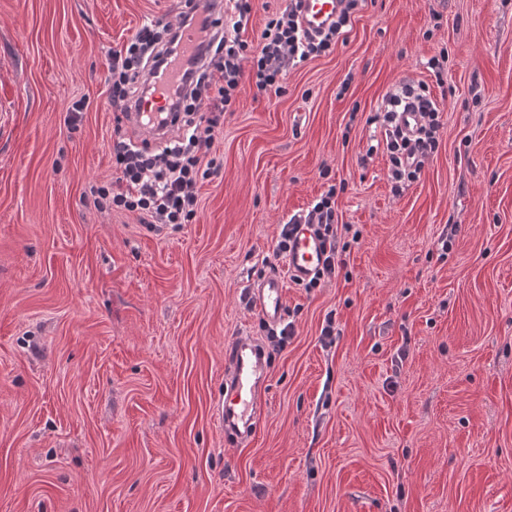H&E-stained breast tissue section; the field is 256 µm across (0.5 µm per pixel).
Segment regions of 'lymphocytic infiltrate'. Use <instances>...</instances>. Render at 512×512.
<instances>
[{"label":"lymphocytic infiltrate","mask_w":512,"mask_h":512,"mask_svg":"<svg viewBox=\"0 0 512 512\" xmlns=\"http://www.w3.org/2000/svg\"><path fill=\"white\" fill-rule=\"evenodd\" d=\"M229 2L231 31L207 35L204 56L191 57L182 76L177 102L182 119L177 136L153 150L114 134L111 151L116 175L110 182L92 187L96 207L136 214L144 224L191 223L197 213L204 152L222 128L225 113L232 111L243 76H250L261 91L278 87L288 65L306 61L338 42L359 6V0H347L330 29L316 37L303 32L295 7L287 6L267 22L253 47L241 37L250 22L251 0ZM176 26L143 24L122 50L113 52L106 78L113 111L127 114L140 101L142 92L134 83L136 70L167 67L173 49L161 42L159 34L175 33ZM405 95L421 102L410 131L405 130L399 109ZM441 112L437 100L424 89L403 82L387 92L380 110L368 117V125L381 129L394 191L414 181L425 161L437 153ZM301 221L313 227L325 247L322 268L305 282L306 287L316 288L336 275L338 221L333 193L316 199Z\"/></svg>","instance_id":"1"}]
</instances>
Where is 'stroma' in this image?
<instances>
[{
	"label": "stroma",
	"mask_w": 512,
	"mask_h": 512,
	"mask_svg": "<svg viewBox=\"0 0 512 512\" xmlns=\"http://www.w3.org/2000/svg\"><path fill=\"white\" fill-rule=\"evenodd\" d=\"M176 16L0 0V512H512V0H362L281 93L242 81L195 218L157 231L88 196L112 53ZM405 80L441 147L396 193L366 119ZM332 185L347 249L288 285L273 347L250 285ZM240 336L269 372L236 447L213 404Z\"/></svg>",
	"instance_id": "35a3bbf8"
}]
</instances>
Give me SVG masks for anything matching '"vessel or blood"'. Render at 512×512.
<instances>
[{"label":"vessel or blood","mask_w":512,"mask_h":512,"mask_svg":"<svg viewBox=\"0 0 512 512\" xmlns=\"http://www.w3.org/2000/svg\"><path fill=\"white\" fill-rule=\"evenodd\" d=\"M302 26L309 33L326 31L343 9V0H299ZM177 10L191 13L196 21L178 32L176 57L162 73L140 72L137 83L151 88V95L138 110L130 112L127 122L140 144L154 145L159 140L158 129L177 119L176 107L170 106L173 89L179 85L183 62L192 57L201 40L200 24L217 19L224 7L223 0H175ZM324 260L323 247L308 225L299 224L285 260V274L264 275L251 290L253 305L268 324L279 325L284 316V295L288 279L309 278ZM224 396L215 407L216 419L225 434L245 441L255 432L264 405L266 379L265 352L249 337L242 336L224 349Z\"/></svg>","instance_id":"vessel-or-blood-1"}]
</instances>
